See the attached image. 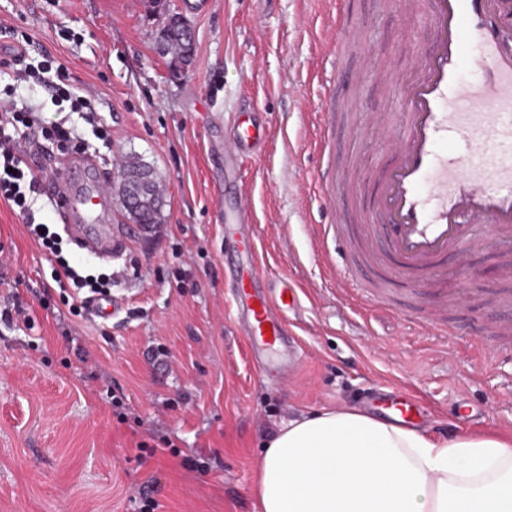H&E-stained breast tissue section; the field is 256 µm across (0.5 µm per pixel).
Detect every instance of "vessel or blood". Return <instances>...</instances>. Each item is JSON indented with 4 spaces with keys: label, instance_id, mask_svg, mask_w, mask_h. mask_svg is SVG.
<instances>
[{
    "label": "vessel or blood",
    "instance_id": "obj_1",
    "mask_svg": "<svg viewBox=\"0 0 512 512\" xmlns=\"http://www.w3.org/2000/svg\"><path fill=\"white\" fill-rule=\"evenodd\" d=\"M401 5L404 13H423L431 38L402 67L401 114L374 119L389 139V159L374 172L377 188L368 213L390 271L418 287L448 260L481 249L472 224L512 235V46L500 24L504 0H401ZM346 13V0H336V36L328 41L336 56L352 37ZM474 46L484 78L467 83L462 73ZM267 138L266 127L243 112L224 140V231L235 239L240 257L227 275L252 356L265 346H298L286 316L291 290L266 283L250 230L251 206L235 171L236 160L261 151ZM108 177L106 168L78 157L47 183L73 241L101 259L117 252L111 225L101 221ZM380 412L408 426L421 404L416 394L396 388L381 398Z\"/></svg>",
    "mask_w": 512,
    "mask_h": 512
}]
</instances>
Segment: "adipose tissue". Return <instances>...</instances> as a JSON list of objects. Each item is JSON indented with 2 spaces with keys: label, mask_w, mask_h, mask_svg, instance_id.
<instances>
[{
  "label": "adipose tissue",
  "mask_w": 512,
  "mask_h": 512,
  "mask_svg": "<svg viewBox=\"0 0 512 512\" xmlns=\"http://www.w3.org/2000/svg\"><path fill=\"white\" fill-rule=\"evenodd\" d=\"M260 512H512V440L435 441L366 414L292 420L257 466Z\"/></svg>",
  "instance_id": "obj_1"
}]
</instances>
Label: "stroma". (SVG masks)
<instances>
[{"instance_id":"stroma-1","label":"stroma","mask_w":512,"mask_h":512,"mask_svg":"<svg viewBox=\"0 0 512 512\" xmlns=\"http://www.w3.org/2000/svg\"><path fill=\"white\" fill-rule=\"evenodd\" d=\"M328 0H0V25L28 37L33 58L68 69L93 122L59 111L47 91L18 87L17 106L66 120L111 165L119 257L104 262L64 243L80 273L112 277L120 310L73 315L52 284L54 258L0 199V512H259L255 471L277 429L323 409L365 411L387 383L418 391L429 437H512V341L488 330L512 301V244L474 225L486 247L447 264L449 288L472 292L449 307L453 335L423 329L428 288L349 290L344 245L320 231L337 205L366 208L370 174L388 154L369 119L401 107L400 69L431 33L400 0H349L356 41L342 59L320 46ZM190 22L196 52L174 67L157 51L168 14ZM367 71L333 86L336 70ZM333 101L345 118L329 149L315 114ZM260 112L269 141L240 161L257 254L267 276L296 288L288 313L302 358L291 382L258 375L235 321L217 219L224 180L216 164L237 112ZM155 173L161 216L151 232L130 221L118 195L126 163ZM341 171L333 194L316 179ZM86 361H79L78 352Z\"/></svg>"}]
</instances>
